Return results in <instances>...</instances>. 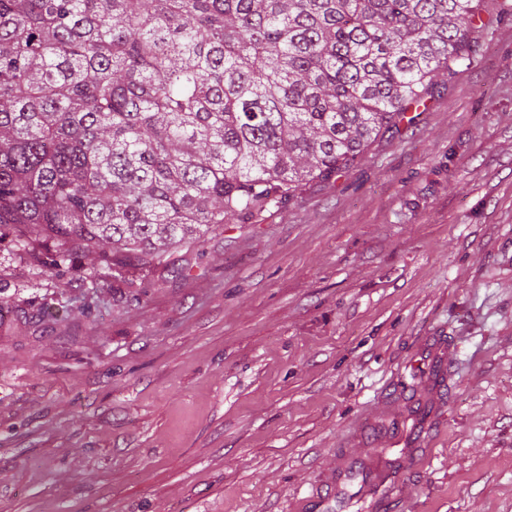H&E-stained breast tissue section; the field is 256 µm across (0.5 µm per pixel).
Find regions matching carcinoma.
<instances>
[{"label": "carcinoma", "mask_w": 512, "mask_h": 512, "mask_svg": "<svg viewBox=\"0 0 512 512\" xmlns=\"http://www.w3.org/2000/svg\"><path fill=\"white\" fill-rule=\"evenodd\" d=\"M482 0H0V231L122 272L396 133Z\"/></svg>", "instance_id": "carcinoma-1"}]
</instances>
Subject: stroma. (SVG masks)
Returning a JSON list of instances; mask_svg holds the SVG:
<instances>
[{
	"mask_svg": "<svg viewBox=\"0 0 512 512\" xmlns=\"http://www.w3.org/2000/svg\"><path fill=\"white\" fill-rule=\"evenodd\" d=\"M471 35L180 275L0 238V512H512V0Z\"/></svg>",
	"mask_w": 512,
	"mask_h": 512,
	"instance_id": "obj_1",
	"label": "stroma"
}]
</instances>
